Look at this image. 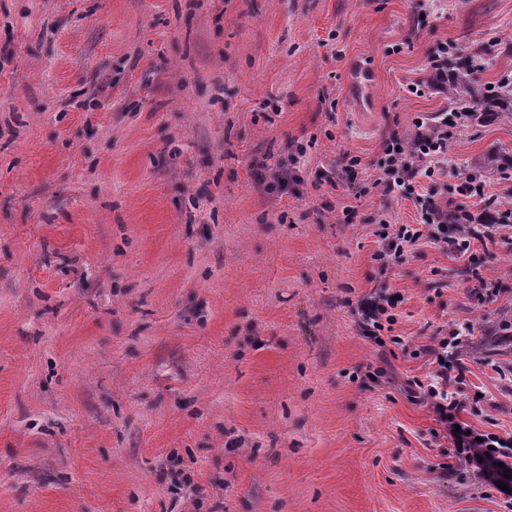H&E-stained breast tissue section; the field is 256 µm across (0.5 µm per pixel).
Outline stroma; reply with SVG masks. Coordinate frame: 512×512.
Masks as SVG:
<instances>
[{"label": "stroma", "mask_w": 512, "mask_h": 512, "mask_svg": "<svg viewBox=\"0 0 512 512\" xmlns=\"http://www.w3.org/2000/svg\"><path fill=\"white\" fill-rule=\"evenodd\" d=\"M443 40L512 75V0H0V512H512L412 393L469 329L459 419L512 437V180L456 191L512 122L448 130L440 200L496 201L468 256L374 259L378 212L417 221L371 182L447 107L407 90ZM389 287L382 284L363 295L356 301L355 310L359 316V326L364 336L381 342L380 334L385 323L391 325L394 315L391 310L397 304L396 296L390 293Z\"/></svg>", "instance_id": "1"}]
</instances>
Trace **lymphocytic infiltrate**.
<instances>
[{
	"label": "lymphocytic infiltrate",
	"mask_w": 512,
	"mask_h": 512,
	"mask_svg": "<svg viewBox=\"0 0 512 512\" xmlns=\"http://www.w3.org/2000/svg\"><path fill=\"white\" fill-rule=\"evenodd\" d=\"M415 134L407 139L390 137L383 146L384 160L373 179L374 188L389 197L412 200L420 217L419 223L402 224L391 233L381 232V246L375 254L381 267L404 261L420 241L429 240L449 247L452 252L467 253L470 240L457 232L458 218L464 208L448 210L438 204L431 192H416L418 178L433 179L448 166V113L440 111L431 120H413ZM396 296L380 285L357 300L355 310L364 336L378 339L384 326L393 323ZM448 339H441L434 348V367L429 382L419 384L421 399L430 403L437 421L451 431L454 455L477 466L489 485H497L504 474L500 467L505 456H512V439L475 435L456 430V417L462 408L460 399L449 393L448 385L458 369L448 356Z\"/></svg>",
	"instance_id": "f902f5d3"
}]
</instances>
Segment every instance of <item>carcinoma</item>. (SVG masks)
Here are the masks:
<instances>
[{
	"instance_id": "cac0c4a2",
	"label": "carcinoma",
	"mask_w": 512,
	"mask_h": 512,
	"mask_svg": "<svg viewBox=\"0 0 512 512\" xmlns=\"http://www.w3.org/2000/svg\"><path fill=\"white\" fill-rule=\"evenodd\" d=\"M491 62L470 53L459 45L448 52V97L455 104V111L448 113V124H453L457 113L468 114L476 120L486 114L495 118H512V77L490 87L481 74Z\"/></svg>"
}]
</instances>
